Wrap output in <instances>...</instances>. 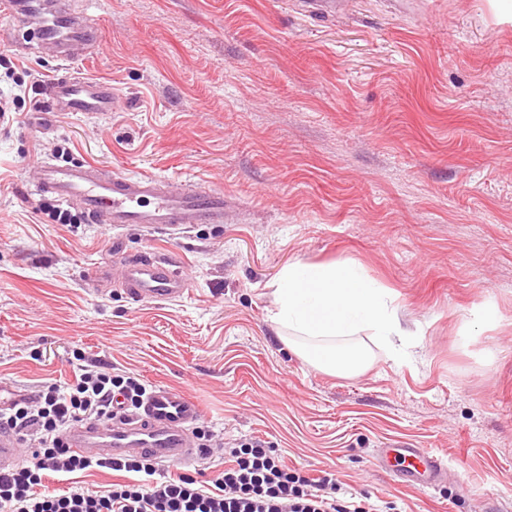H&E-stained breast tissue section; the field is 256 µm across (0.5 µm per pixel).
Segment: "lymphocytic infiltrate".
I'll use <instances>...</instances> for the list:
<instances>
[{
    "mask_svg": "<svg viewBox=\"0 0 512 512\" xmlns=\"http://www.w3.org/2000/svg\"><path fill=\"white\" fill-rule=\"evenodd\" d=\"M117 393L134 408L146 387L132 376L86 368L67 387L48 386L0 410V428L18 430L31 449L26 465L0 473V512H367L333 496L332 478H311L258 444L232 450L231 465L210 490L190 476L155 480L156 466L147 456L107 463L70 454L63 429L86 419L111 418ZM104 467L135 478L103 491L80 485L59 493L40 489L46 472Z\"/></svg>",
    "mask_w": 512,
    "mask_h": 512,
    "instance_id": "1",
    "label": "lymphocytic infiltrate"
}]
</instances>
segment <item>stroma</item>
Instances as JSON below:
<instances>
[{
	"instance_id": "obj_1",
	"label": "stroma",
	"mask_w": 512,
	"mask_h": 512,
	"mask_svg": "<svg viewBox=\"0 0 512 512\" xmlns=\"http://www.w3.org/2000/svg\"><path fill=\"white\" fill-rule=\"evenodd\" d=\"M94 54L20 51L0 13V397L73 383L96 362L202 409L214 448L161 475L212 482L225 450L275 449L380 512H512V21L488 0H71ZM98 78L115 112H55L56 75ZM97 163L223 193L224 221L160 232L52 221L40 162ZM154 253L174 301L95 291ZM353 260L418 328L412 358L368 334L361 375L322 373L279 338L272 284ZM496 316L480 321L479 308ZM382 448H430L448 482L394 481Z\"/></svg>"
}]
</instances>
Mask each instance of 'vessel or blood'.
Returning a JSON list of instances; mask_svg holds the SVG:
<instances>
[{"instance_id":"1","label":"vessel or blood","mask_w":512,"mask_h":512,"mask_svg":"<svg viewBox=\"0 0 512 512\" xmlns=\"http://www.w3.org/2000/svg\"><path fill=\"white\" fill-rule=\"evenodd\" d=\"M0 10L22 22L37 19L38 46L43 53L67 59L75 45L93 47L97 34L67 0H0ZM43 94L53 112H114L117 92L97 79L61 75ZM38 191L58 201H77L88 223L108 227L148 224L160 230L224 221V197L195 186L174 190L151 176L129 177L102 173L91 163H41ZM121 286L134 301L167 300L184 296L187 283L176 264L148 255L129 260ZM202 416L199 404L173 388L156 385L141 399L136 411L122 407L111 418L70 426L64 444L89 458L112 461L146 455L168 465L202 460L207 449L198 447L193 426ZM21 440L10 429H0V471L16 467ZM379 462L398 479L428 488L448 477V464L427 448H385Z\"/></svg>"}]
</instances>
